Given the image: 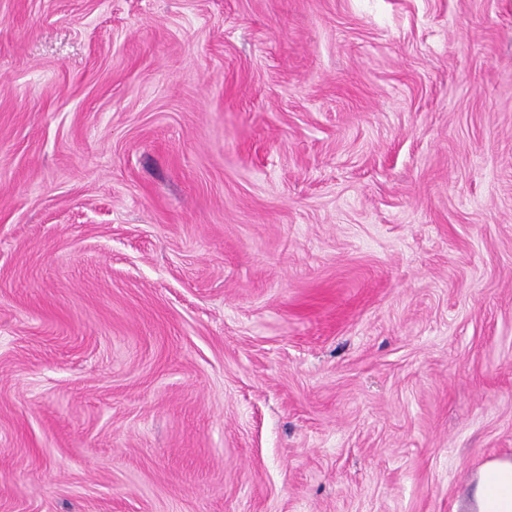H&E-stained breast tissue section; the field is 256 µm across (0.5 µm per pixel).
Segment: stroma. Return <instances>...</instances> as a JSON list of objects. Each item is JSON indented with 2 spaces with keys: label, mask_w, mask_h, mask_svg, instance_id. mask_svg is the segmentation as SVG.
I'll use <instances>...</instances> for the list:
<instances>
[{
  "label": "stroma",
  "mask_w": 512,
  "mask_h": 512,
  "mask_svg": "<svg viewBox=\"0 0 512 512\" xmlns=\"http://www.w3.org/2000/svg\"><path fill=\"white\" fill-rule=\"evenodd\" d=\"M512 458V0H0V512H462Z\"/></svg>",
  "instance_id": "35a3bbf8"
}]
</instances>
